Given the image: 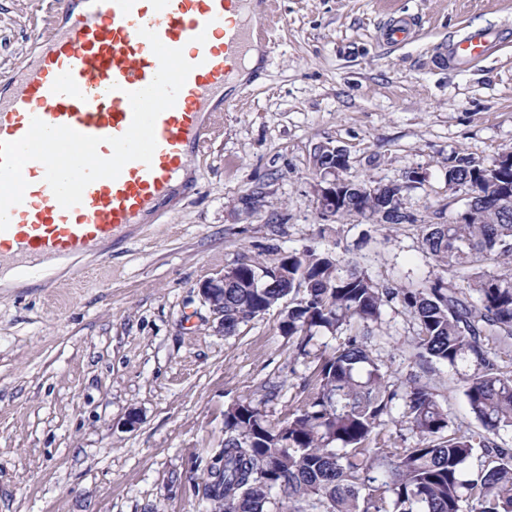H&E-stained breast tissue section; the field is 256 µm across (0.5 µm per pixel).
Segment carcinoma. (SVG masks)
Masks as SVG:
<instances>
[{"mask_svg": "<svg viewBox=\"0 0 512 512\" xmlns=\"http://www.w3.org/2000/svg\"><path fill=\"white\" fill-rule=\"evenodd\" d=\"M448 185L481 194L446 224H428L424 249L455 280L381 286L357 266L313 249L290 252L270 266L243 264L224 289V333L303 292L281 329L305 351L318 332L350 336L317 368V383L290 416L267 419L262 402L242 399L224 412V448L207 468L203 493L217 512H512V449L492 437L512 429V150L492 164L460 159ZM392 188L348 193L358 214L373 219ZM279 273L272 288L255 276ZM398 300L417 324L419 362L473 372L464 394L480 428L449 431L434 387L412 376L392 388L368 349L371 324ZM402 407L415 438L404 447L385 433L384 416ZM479 459L469 478L462 465Z\"/></svg>", "mask_w": 512, "mask_h": 512, "instance_id": "obj_1", "label": "carcinoma"}]
</instances>
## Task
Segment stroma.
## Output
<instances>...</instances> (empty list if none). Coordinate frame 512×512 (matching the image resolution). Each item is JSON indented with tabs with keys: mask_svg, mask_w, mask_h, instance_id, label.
Listing matches in <instances>:
<instances>
[{
	"mask_svg": "<svg viewBox=\"0 0 512 512\" xmlns=\"http://www.w3.org/2000/svg\"><path fill=\"white\" fill-rule=\"evenodd\" d=\"M55 8L0 0V81L32 65ZM399 17L413 35L392 44L382 30ZM504 21L512 0H279L271 60L188 161L194 192L112 253L0 290V512H206L199 485L224 446L225 410L251 398L270 421L287 418L346 336L318 333L299 353L280 329L287 299L222 333L199 283L304 248L384 285L446 277L422 231L465 206L449 165L512 148V46L454 69L448 37ZM333 148L351 175L400 185L411 222L322 219L316 159ZM372 330L389 384L419 375L450 428H477L469 364L416 365L417 326L399 301Z\"/></svg>",
	"mask_w": 512,
	"mask_h": 512,
	"instance_id": "stroma-1",
	"label": "stroma"
}]
</instances>
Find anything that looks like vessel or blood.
Here are the masks:
<instances>
[{
	"instance_id": "b4317fda",
	"label": "vessel or blood",
	"mask_w": 512,
	"mask_h": 512,
	"mask_svg": "<svg viewBox=\"0 0 512 512\" xmlns=\"http://www.w3.org/2000/svg\"><path fill=\"white\" fill-rule=\"evenodd\" d=\"M276 0H60L59 23L39 51L21 87L0 98V140L15 141L32 118L100 137L126 132L132 110L127 94L147 86L159 68L140 28L179 48L193 65L174 107L155 124L151 164L127 163L114 179L94 181L80 204L63 208L45 182V168L28 162L22 203L0 231V272L26 282L60 260L96 255L126 241L144 216L160 212L186 186V163L202 153L222 117L225 88L239 84L252 53L269 57V20ZM499 31L474 28L449 48L460 67L481 62L501 42Z\"/></svg>"
}]
</instances>
